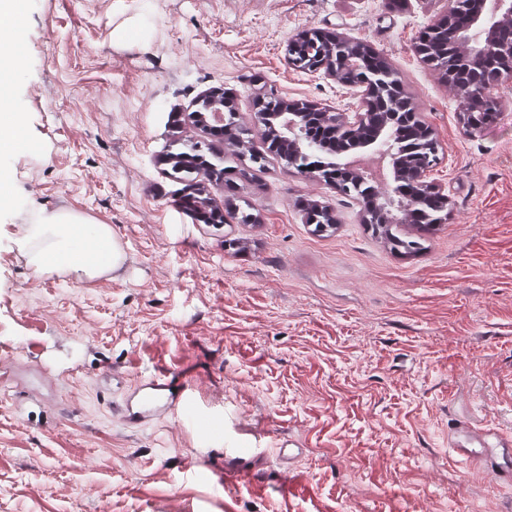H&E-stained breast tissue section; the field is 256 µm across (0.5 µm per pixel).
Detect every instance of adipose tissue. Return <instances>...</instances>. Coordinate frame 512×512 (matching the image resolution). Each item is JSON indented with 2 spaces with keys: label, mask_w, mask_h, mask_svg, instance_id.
Returning a JSON list of instances; mask_svg holds the SVG:
<instances>
[{
  "label": "adipose tissue",
  "mask_w": 512,
  "mask_h": 512,
  "mask_svg": "<svg viewBox=\"0 0 512 512\" xmlns=\"http://www.w3.org/2000/svg\"><path fill=\"white\" fill-rule=\"evenodd\" d=\"M18 59L0 56V153L15 151L28 136L15 107L13 79ZM19 252L35 271H66L80 281L109 276L121 267L125 254L106 224H95L68 210L43 211L38 223L27 225L16 239ZM79 259H72V252Z\"/></svg>",
  "instance_id": "adipose-tissue-1"
}]
</instances>
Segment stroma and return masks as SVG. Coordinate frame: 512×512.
I'll return each mask as SVG.
<instances>
[{"instance_id":"stroma-1","label":"stroma","mask_w":512,"mask_h":512,"mask_svg":"<svg viewBox=\"0 0 512 512\" xmlns=\"http://www.w3.org/2000/svg\"><path fill=\"white\" fill-rule=\"evenodd\" d=\"M452 0H26L14 94L33 151L0 160V512H512V483L460 461L461 417L512 436V80L469 133L461 99L416 51ZM368 42L433 130L448 218L413 257L357 201L275 154L205 194L224 224L175 203L167 152L204 142L201 97L232 96L256 149L257 100L358 109L355 89L289 65L296 34ZM327 206L313 235L303 205ZM250 204L254 224L229 213ZM65 209L107 224L125 261L81 282L39 273L21 225ZM191 375L195 419L138 428L125 380ZM301 448L277 460V443ZM254 449L256 481L207 478L222 447Z\"/></svg>"}]
</instances>
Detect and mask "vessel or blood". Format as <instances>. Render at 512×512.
Returning a JSON list of instances; mask_svg holds the SVG:
<instances>
[{"label": "vessel or blood", "mask_w": 512, "mask_h": 512, "mask_svg": "<svg viewBox=\"0 0 512 512\" xmlns=\"http://www.w3.org/2000/svg\"><path fill=\"white\" fill-rule=\"evenodd\" d=\"M198 407L195 386L187 378L161 371L136 381L126 392L116 408L121 422L126 426H139L173 411L181 410L185 418H192ZM449 445L479 467L489 471L502 482H512V438L492 437L490 431L478 429L469 422H458L452 429ZM224 459L216 472V482L247 476L250 458L242 449L224 448Z\"/></svg>", "instance_id": "vessel-or-blood-1"}]
</instances>
